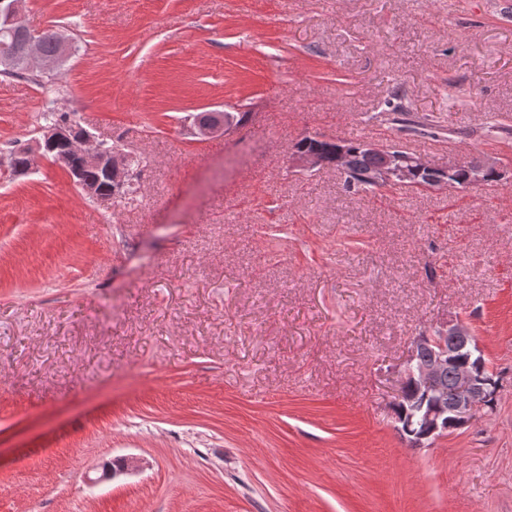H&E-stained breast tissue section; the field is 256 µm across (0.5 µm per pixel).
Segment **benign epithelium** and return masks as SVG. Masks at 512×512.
<instances>
[{
    "label": "benign epithelium",
    "instance_id": "1",
    "mask_svg": "<svg viewBox=\"0 0 512 512\" xmlns=\"http://www.w3.org/2000/svg\"><path fill=\"white\" fill-rule=\"evenodd\" d=\"M22 0H0V23L8 26L20 20ZM57 49L51 54L42 50L40 35L28 33L21 45L3 41L0 43V74L10 73L18 68L30 69L38 62L42 71L54 70L71 54V39L62 31L56 32ZM233 118L219 117L218 120L197 124L198 135L211 137L217 134H227L232 126ZM60 141L69 142V154L58 158V162L68 165L73 158L78 159L83 166L98 169L103 172L107 181H112L116 189H121L133 180L136 169L135 159L126 153L118 144L96 136L85 128L74 131L63 126H50L41 130V137L36 139L35 147L28 152L29 166H34L41 157H48L52 146ZM362 148L379 159L378 166L370 173L372 181L378 184L404 185L416 188L431 189L448 185L447 176L461 166L455 162L446 168H436L429 165L422 157L396 148L362 142ZM291 165L306 169L320 167V160L313 154L290 153ZM491 170L496 181H501L507 172V166L487 164L480 169L468 171V179L460 188L485 185L484 171ZM71 175L76 179V185L88 196L110 200L112 195H106L97 185L84 180L80 171L74 169ZM431 350L429 362L418 363L419 352ZM468 352L473 356L480 355L475 336L470 328L461 321H450L448 326L433 333L416 336L411 341L410 355L401 372L400 389L397 400L404 397L403 386L407 380L418 385L425 391L431 403L424 413V427L421 434L410 433L409 444L413 448H426L439 436L454 429H461L470 424L476 411L484 407L487 388L491 381L475 374L466 365L459 367L455 383L450 392L449 405L445 406L438 397L443 374L448 365L454 361L458 352Z\"/></svg>",
    "mask_w": 512,
    "mask_h": 512
}]
</instances>
